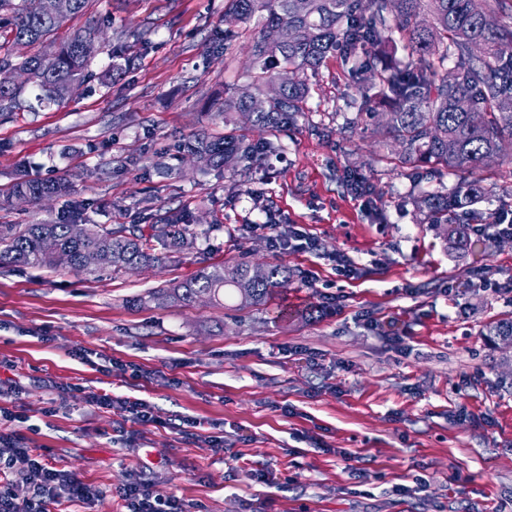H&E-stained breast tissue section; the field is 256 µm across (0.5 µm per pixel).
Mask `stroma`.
Listing matches in <instances>:
<instances>
[{
  "label": "stroma",
  "mask_w": 512,
  "mask_h": 512,
  "mask_svg": "<svg viewBox=\"0 0 512 512\" xmlns=\"http://www.w3.org/2000/svg\"><path fill=\"white\" fill-rule=\"evenodd\" d=\"M226 4L92 0L71 21L105 27L85 83L63 107L0 118V191L21 158L72 184L69 196L0 209V224L77 206L89 224L145 230L181 213L189 229L161 268L0 267V407L29 415L32 447L101 490L91 507L64 501L55 512H124L116 490L134 475L189 512H512V349L489 334L512 316V297L481 284L512 282V235L492 227L494 213L512 210V144L481 173L487 193L468 245L443 241L417 201L455 176L400 163L398 147L367 129L335 55L309 74L296 124L268 135L272 167L202 170L180 151L189 136L244 125L218 115L246 82L252 40L235 23L211 52ZM125 28L143 35L138 61L103 86ZM350 172L373 187L368 199L354 196ZM270 215L317 237L319 252L275 250L259 228ZM339 251L354 278L337 275ZM238 260L288 267L278 299L287 316L149 299L202 264ZM336 294L341 305L323 307ZM365 312L392 323L401 343L368 329ZM112 361L127 374L104 373ZM90 389L144 399L168 424L136 425L127 443L113 430L120 410L89 406ZM186 419L203 422L202 438L183 437ZM419 479L423 492L399 495Z\"/></svg>",
  "instance_id": "obj_1"
}]
</instances>
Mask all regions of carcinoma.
Here are the masks:
<instances>
[{"instance_id":"carcinoma-1","label":"carcinoma","mask_w":512,"mask_h":512,"mask_svg":"<svg viewBox=\"0 0 512 512\" xmlns=\"http://www.w3.org/2000/svg\"><path fill=\"white\" fill-rule=\"evenodd\" d=\"M500 5L501 0H305L297 11L293 0H229L226 14L254 23L257 34L248 83L224 99L218 115L247 114L259 138L234 131L195 133L183 151L206 157L214 169L256 162L270 147L262 135L295 124L303 112L307 71L318 70L344 42L341 56L351 63L349 74L364 102L383 108L365 113L374 133L399 147L402 163L431 164L457 175L452 187L425 195L423 203L437 234L464 246L466 205L485 193L479 173L497 162L504 141L512 140V110L505 111V105L512 106V21L486 23ZM424 16L430 18L427 26L422 25ZM271 28L281 32L276 44L266 40ZM99 31L101 26L88 24L61 32L43 0H0V64L14 63L28 74L24 85L0 84V116L66 103L92 64L81 45ZM19 42L30 53L14 56L12 47ZM400 49L409 57L404 64L393 61ZM284 69L292 79L278 96H268L269 85ZM256 99L265 100V106L251 112ZM475 112L483 116L480 125L472 122ZM67 191L65 179L45 180L22 160L0 207L11 206L19 196L38 205ZM181 220L180 215L163 217L151 225L150 236L134 224H85L82 235L75 236L76 209L52 222L0 224V266L55 267L64 253L75 269L92 272L83 259L94 250L111 254L108 267L114 273L159 266L184 245L185 233L177 228ZM286 281L288 267L282 264L265 265L260 277L253 276L247 262L208 264L150 298L190 306L203 298L222 305L230 297L234 307L244 310L269 305Z\"/></svg>"}]
</instances>
